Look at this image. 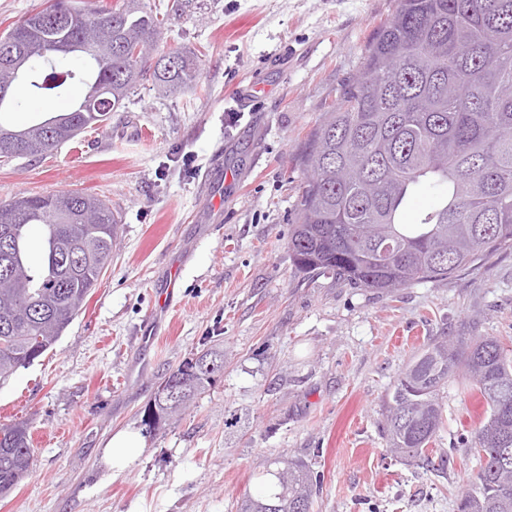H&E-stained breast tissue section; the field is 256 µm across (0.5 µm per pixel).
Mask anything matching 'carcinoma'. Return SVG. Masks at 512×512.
Wrapping results in <instances>:
<instances>
[{
  "mask_svg": "<svg viewBox=\"0 0 512 512\" xmlns=\"http://www.w3.org/2000/svg\"><path fill=\"white\" fill-rule=\"evenodd\" d=\"M77 13L100 28L84 41L68 22ZM164 20L140 0L110 9L48 0L0 36V51L26 47L13 69L0 67V113L22 102L18 84L59 93L79 79L84 98L23 130L0 124V137L25 155H44L65 139L54 133L100 125L139 83L177 95L197 84L194 57L151 60ZM80 52L76 73L51 59ZM297 223L288 240L295 269L378 292L447 280L487 254L512 249V0H398L366 49L358 74L311 133L300 157ZM422 185L438 204L414 224L402 215ZM43 226L42 259L26 261L28 233ZM119 225L105 201L79 191L49 192L0 203V384L33 365L80 313L107 268ZM224 355L206 351L180 363L142 410L148 433L182 410L167 392H204ZM465 374L485 405L466 451L480 468L463 494L474 512H512V350L493 336L435 339L417 352L387 393L385 433L409 462L429 460L442 424L448 383ZM29 425L0 427V495L34 463ZM262 498L244 496L238 512H311L317 477L306 463L274 460Z\"/></svg>",
  "mask_w": 512,
  "mask_h": 512,
  "instance_id": "obj_1",
  "label": "carcinoma"
}]
</instances>
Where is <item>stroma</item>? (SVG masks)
Listing matches in <instances>:
<instances>
[{
	"label": "stroma",
	"instance_id": "stroma-1",
	"mask_svg": "<svg viewBox=\"0 0 512 512\" xmlns=\"http://www.w3.org/2000/svg\"><path fill=\"white\" fill-rule=\"evenodd\" d=\"M172 3L145 0L169 16L155 51L194 52L199 88L138 85L108 125L0 161V203L79 190L120 225L82 312L0 386V425L28 420L35 448L0 512H237L279 455L317 472L313 512H458L480 467L466 451L480 400L449 384L436 438L448 459L427 466L388 453L384 402L436 337L512 344V251L389 295L298 273L288 251L298 157L397 0ZM207 350L224 354L217 382L112 475V433L139 427L164 375Z\"/></svg>",
	"mask_w": 512,
	"mask_h": 512
}]
</instances>
